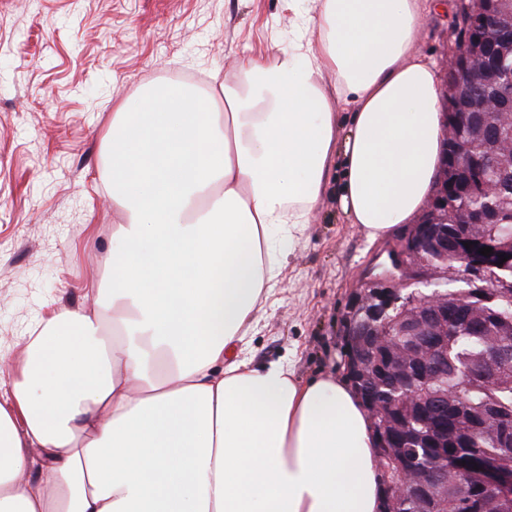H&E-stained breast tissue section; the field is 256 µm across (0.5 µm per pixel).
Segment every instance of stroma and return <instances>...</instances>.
Here are the masks:
<instances>
[{
	"mask_svg": "<svg viewBox=\"0 0 512 512\" xmlns=\"http://www.w3.org/2000/svg\"><path fill=\"white\" fill-rule=\"evenodd\" d=\"M425 10L418 51L442 67L456 0ZM309 0H0V389L22 336L55 311L90 304L119 242L109 193L112 109L167 76L208 90L270 41L289 46ZM332 164L250 336L254 364L290 360L301 380H346L344 320L404 232L369 239L342 212Z\"/></svg>",
	"mask_w": 512,
	"mask_h": 512,
	"instance_id": "obj_1",
	"label": "stroma"
}]
</instances>
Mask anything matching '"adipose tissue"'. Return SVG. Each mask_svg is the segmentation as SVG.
Instances as JSON below:
<instances>
[{
  "label": "adipose tissue",
  "mask_w": 512,
  "mask_h": 512,
  "mask_svg": "<svg viewBox=\"0 0 512 512\" xmlns=\"http://www.w3.org/2000/svg\"><path fill=\"white\" fill-rule=\"evenodd\" d=\"M311 3L291 47L242 57L218 87L158 83L116 107L110 288L24 340L0 392V512H378L354 387L253 365L244 340L332 158L369 238L419 218L439 81L416 50L419 0Z\"/></svg>",
  "instance_id": "adipose-tissue-1"
}]
</instances>
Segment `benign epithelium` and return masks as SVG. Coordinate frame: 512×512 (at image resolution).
Masks as SVG:
<instances>
[{"mask_svg":"<svg viewBox=\"0 0 512 512\" xmlns=\"http://www.w3.org/2000/svg\"><path fill=\"white\" fill-rule=\"evenodd\" d=\"M494 3L495 0H459L457 5V35L448 54L442 85V112L447 128L457 124L461 113L481 109L471 84L466 81L474 61L483 62L485 79H499L498 52L504 53L506 49H498L503 34L497 24ZM461 135L463 140L444 156L440 191L432 194L421 221L413 225L400 244L390 249L399 276L383 279L376 287L358 293L346 318L349 343L346 373L351 382L360 384L376 377L389 379L396 391L406 393L405 405L412 410V418L427 426L426 433L415 437L404 426V420L393 412L392 402H368V413L382 420V427L397 429L396 436L383 443V447L401 451L394 465L402 473V482L385 476L383 512H395L398 501L405 498L414 501L417 512H437L448 496L450 476L462 497L475 500L467 472L453 462L443 469L417 476L410 467L411 459L402 453L405 446L417 442L448 458L446 404L434 396L417 398L408 392L411 378L425 384L445 374L442 354L453 321V315L448 313L445 289L448 255H453V266L474 274L482 287L492 289L498 296L512 294V281L493 273L500 262L481 259L464 246L467 236L457 226H447L448 194L467 186L468 140L478 132L464 127ZM496 320L494 311H486L482 323L474 325L475 332L484 334L496 328L499 335L512 336V327L495 326ZM393 336L413 337L416 348L411 365H406L394 350ZM483 473L485 494L496 502L506 497L512 499V475L506 476L489 464L484 465Z\"/></svg>","mask_w":512,"mask_h":512,"instance_id":"1","label":"benign epithelium"}]
</instances>
